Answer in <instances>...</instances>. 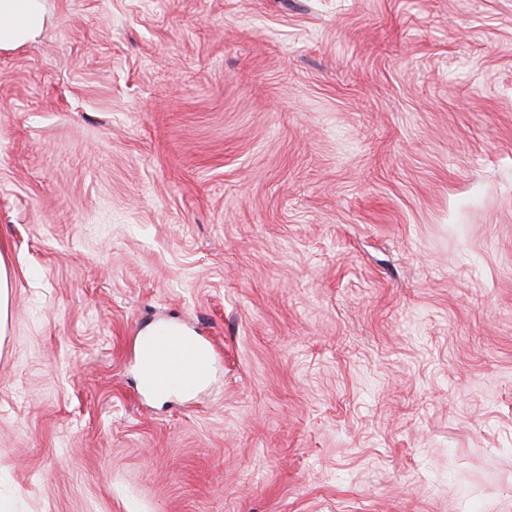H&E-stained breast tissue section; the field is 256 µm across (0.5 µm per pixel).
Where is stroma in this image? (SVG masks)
<instances>
[{"label": "stroma", "instance_id": "stroma-1", "mask_svg": "<svg viewBox=\"0 0 512 512\" xmlns=\"http://www.w3.org/2000/svg\"><path fill=\"white\" fill-rule=\"evenodd\" d=\"M43 2L0 512H512V0ZM161 320L193 393L141 383ZM213 351L201 338L160 332L139 343L137 365L147 381L184 392L210 379Z\"/></svg>", "mask_w": 512, "mask_h": 512}]
</instances>
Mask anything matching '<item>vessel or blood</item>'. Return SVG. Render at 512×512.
Masks as SVG:
<instances>
[{
  "label": "vessel or blood",
  "mask_w": 512,
  "mask_h": 512,
  "mask_svg": "<svg viewBox=\"0 0 512 512\" xmlns=\"http://www.w3.org/2000/svg\"><path fill=\"white\" fill-rule=\"evenodd\" d=\"M212 363L213 351L206 341L174 332L157 333L137 348L140 375L179 391L206 384Z\"/></svg>",
  "instance_id": "b4317fda"
}]
</instances>
